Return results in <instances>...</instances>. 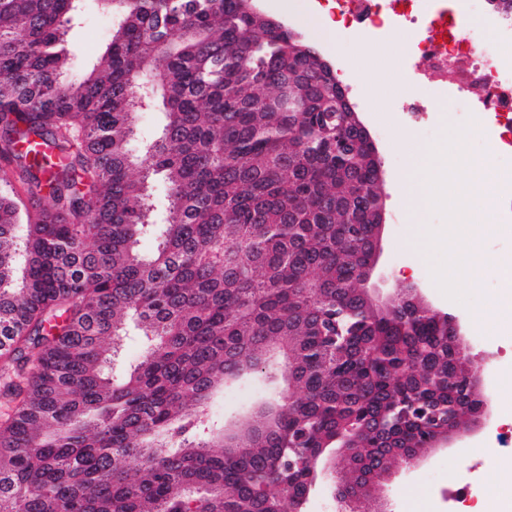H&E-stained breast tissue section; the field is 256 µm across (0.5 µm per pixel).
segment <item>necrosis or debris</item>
Masks as SVG:
<instances>
[{"label": "necrosis or debris", "mask_w": 512, "mask_h": 512, "mask_svg": "<svg viewBox=\"0 0 512 512\" xmlns=\"http://www.w3.org/2000/svg\"><path fill=\"white\" fill-rule=\"evenodd\" d=\"M338 22L364 28H401L410 39L407 53L416 71L441 73L434 91L419 98L408 94L397 109L414 123H422L427 114L440 112L449 101L468 106L479 103L484 116L493 118L501 142L512 147V37L487 39L482 25L485 0H471L470 18L459 19L447 10L425 15L422 0H328Z\"/></svg>", "instance_id": "obj_1"}]
</instances>
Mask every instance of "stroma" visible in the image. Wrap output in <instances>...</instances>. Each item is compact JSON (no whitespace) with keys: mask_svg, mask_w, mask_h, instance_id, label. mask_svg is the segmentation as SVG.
Here are the masks:
<instances>
[{"mask_svg":"<svg viewBox=\"0 0 512 512\" xmlns=\"http://www.w3.org/2000/svg\"><path fill=\"white\" fill-rule=\"evenodd\" d=\"M258 5L268 16L290 25L304 44L317 48L332 65L339 83L358 97L357 110L384 162L387 290L393 292L413 282L424 288L438 310L461 314L467 324L470 353L475 360H482L485 350L497 348L505 337L512 336L511 326H499L490 317L498 294L497 278L485 273L479 286L470 288L462 280L448 278L446 270L461 253L470 228L485 222L490 229L478 237V245L489 254H512V223L493 218L479 207L467 213L456 209L454 200L465 180L461 169L432 183L431 205L425 212L411 213L401 197L408 157L397 146L400 138L414 136L432 151L449 149L455 131L467 125V117L452 102L447 111L430 113L426 124L415 128L397 110L395 99L402 91L399 75L408 67L406 32L395 29L380 38L367 30L342 26L337 34L328 36L319 24L294 20L287 11L288 0H258ZM109 31L108 17L94 12L70 32L68 48L74 72L92 65L108 41ZM273 392L265 379L253 377L218 394L213 404L223 413L225 423L231 424ZM482 439V434L471 435L458 448L428 453L419 466L402 470L384 488L393 512H448V497L457 490L462 471L471 466L485 486L502 484L512 465L485 447Z\"/></svg>","mask_w":512,"mask_h":512,"instance_id":"35a3bbf8","label":"stroma"}]
</instances>
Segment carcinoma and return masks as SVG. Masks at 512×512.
<instances>
[{
	"label": "carcinoma",
	"mask_w": 512,
	"mask_h": 512,
	"mask_svg": "<svg viewBox=\"0 0 512 512\" xmlns=\"http://www.w3.org/2000/svg\"><path fill=\"white\" fill-rule=\"evenodd\" d=\"M309 49L241 0H0V512H294L337 437L405 464L481 404L445 314L364 303L377 161L350 102L336 147L333 69L302 94ZM270 352L288 393L215 451L211 398ZM109 18L96 12L87 15L84 24L69 34L68 49L73 58V72L88 69L109 38Z\"/></svg>",
	"instance_id": "carcinoma-1"
}]
</instances>
